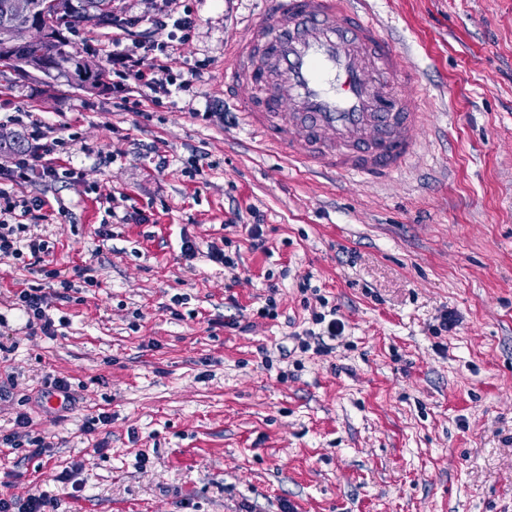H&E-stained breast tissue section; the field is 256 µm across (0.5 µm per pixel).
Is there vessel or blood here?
Here are the masks:
<instances>
[{
  "label": "vessel or blood",
  "mask_w": 512,
  "mask_h": 512,
  "mask_svg": "<svg viewBox=\"0 0 512 512\" xmlns=\"http://www.w3.org/2000/svg\"><path fill=\"white\" fill-rule=\"evenodd\" d=\"M237 32L227 88L253 133L308 169L379 179L414 155L426 111L415 73L361 0H263Z\"/></svg>",
  "instance_id": "1"
}]
</instances>
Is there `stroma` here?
Segmentation results:
<instances>
[{
	"label": "stroma",
	"mask_w": 512,
	"mask_h": 512,
	"mask_svg": "<svg viewBox=\"0 0 512 512\" xmlns=\"http://www.w3.org/2000/svg\"><path fill=\"white\" fill-rule=\"evenodd\" d=\"M364 2L431 110L412 167L381 184L282 158L226 100L251 0H121L195 18L169 95L0 76V129L38 117L78 171L0 175L61 203L27 222L72 283L62 298L60 279L0 261V430L24 413L50 444L0 451V495L42 492L58 512H512V0ZM74 40L111 68V28ZM257 221L263 252L245 231ZM185 238L200 249L189 263ZM213 242L238 267L211 261ZM31 286L54 293L55 336L29 334L12 305ZM270 297L274 320L256 314ZM320 297L332 350L300 351L299 334L327 331L311 321ZM51 374L75 390L66 414L36 401ZM103 411L111 422L84 434Z\"/></svg>",
	"instance_id": "stroma-1"
}]
</instances>
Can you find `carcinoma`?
I'll list each match as a JSON object with an SVG mask.
<instances>
[{
  "mask_svg": "<svg viewBox=\"0 0 512 512\" xmlns=\"http://www.w3.org/2000/svg\"><path fill=\"white\" fill-rule=\"evenodd\" d=\"M31 19L38 20L54 12L64 23L55 36L36 46H12L0 49V75L13 73L21 79L29 78V72L40 71L37 83L50 87L63 77L73 86L74 67L82 59L81 51L68 34L75 31L84 14L92 12L98 23L112 26L113 0H31Z\"/></svg>",
  "mask_w": 512,
  "mask_h": 512,
  "instance_id": "obj_1",
  "label": "carcinoma"
}]
</instances>
